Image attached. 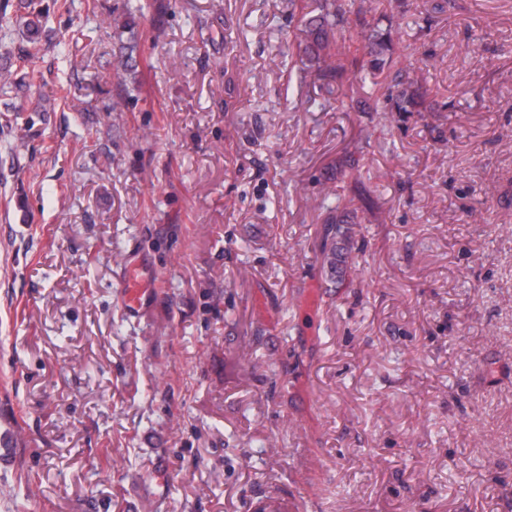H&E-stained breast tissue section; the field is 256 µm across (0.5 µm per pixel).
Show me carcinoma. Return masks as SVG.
<instances>
[{
	"instance_id": "carcinoma-1",
	"label": "carcinoma",
	"mask_w": 512,
	"mask_h": 512,
	"mask_svg": "<svg viewBox=\"0 0 512 512\" xmlns=\"http://www.w3.org/2000/svg\"><path fill=\"white\" fill-rule=\"evenodd\" d=\"M377 5L376 0H315L312 4L288 0L291 17L298 18L297 33L288 49L296 50L299 82L329 94L340 91L339 103L348 109L359 103L358 95L364 89L362 73L372 79L394 73L399 90L381 117L390 126L403 112H430L433 107L426 104V91L408 62L407 46L398 32L368 18L377 11ZM20 7L26 13L11 15L6 4L0 8V41L19 35L27 44L24 57L28 61L46 35L47 20L42 11L30 9L28 3ZM319 207L327 212L323 260L334 276L348 260L357 259L353 255L355 232L350 227L353 220L336 204V194L330 191L323 194Z\"/></svg>"
}]
</instances>
